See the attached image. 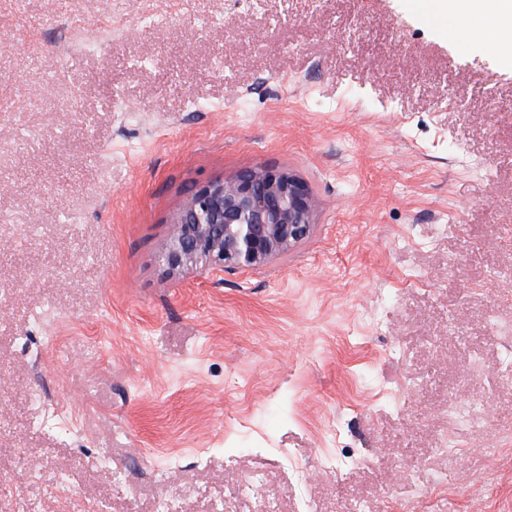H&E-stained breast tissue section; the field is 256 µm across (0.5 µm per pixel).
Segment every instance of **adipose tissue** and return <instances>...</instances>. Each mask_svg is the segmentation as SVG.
<instances>
[{"mask_svg": "<svg viewBox=\"0 0 512 512\" xmlns=\"http://www.w3.org/2000/svg\"><path fill=\"white\" fill-rule=\"evenodd\" d=\"M454 41H478L512 60V0H425Z\"/></svg>", "mask_w": 512, "mask_h": 512, "instance_id": "1", "label": "adipose tissue"}]
</instances>
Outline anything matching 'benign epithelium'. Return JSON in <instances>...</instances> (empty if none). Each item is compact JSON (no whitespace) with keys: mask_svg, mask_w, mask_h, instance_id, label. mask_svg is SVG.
<instances>
[{"mask_svg":"<svg viewBox=\"0 0 512 512\" xmlns=\"http://www.w3.org/2000/svg\"><path fill=\"white\" fill-rule=\"evenodd\" d=\"M316 209L309 185L288 170L258 167L212 181L181 205L162 265L171 276L264 266L311 236Z\"/></svg>","mask_w":512,"mask_h":512,"instance_id":"1","label":"benign epithelium"}]
</instances>
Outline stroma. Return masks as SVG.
<instances>
[{"label": "stroma", "instance_id": "obj_1", "mask_svg": "<svg viewBox=\"0 0 512 512\" xmlns=\"http://www.w3.org/2000/svg\"><path fill=\"white\" fill-rule=\"evenodd\" d=\"M260 166L313 234L168 276L186 197ZM1 476L33 512H512V65L412 0H0Z\"/></svg>", "mask_w": 512, "mask_h": 512}]
</instances>
